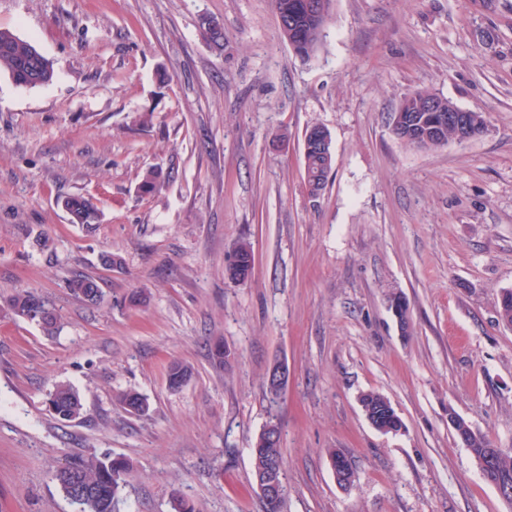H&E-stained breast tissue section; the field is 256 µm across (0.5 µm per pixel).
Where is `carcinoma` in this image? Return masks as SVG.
I'll return each instance as SVG.
<instances>
[{
    "instance_id": "obj_1",
    "label": "carcinoma",
    "mask_w": 512,
    "mask_h": 512,
    "mask_svg": "<svg viewBox=\"0 0 512 512\" xmlns=\"http://www.w3.org/2000/svg\"><path fill=\"white\" fill-rule=\"evenodd\" d=\"M279 29L283 39H292L293 51L302 61H309L316 52L324 27L330 19L333 0H272ZM208 41L217 49L224 48V26L213 18L202 22ZM6 70L15 82L31 83L33 87L49 83L54 76L53 62L39 48L19 38L16 34L0 29V70ZM433 97L429 89H416L404 96L399 110L406 116H423L427 99ZM303 182L307 193L317 197L324 190L328 174L335 158L317 146L303 147ZM63 208L72 224L81 226L86 233L95 232L100 211L92 198L69 195L63 198ZM235 255L239 266L229 269L231 279L246 278L252 272L253 255L248 242L237 244ZM69 290L76 297L90 304L101 300L103 290L98 280L78 275L68 282ZM8 307L15 315L37 323L44 331L53 333L57 329V315L47 301L34 291H20L8 300ZM498 320L512 325V293L500 296L497 310ZM387 398L377 392L361 396L363 406L381 410L385 422H391L393 414L385 408ZM47 402L54 406V415L61 420H74L84 411L79 393L68 384H58L47 394ZM123 408L130 414H140L147 408L145 399L136 392H125L120 396ZM475 461H487L491 486L512 490V449L496 447L486 434L467 443ZM252 477L267 465L274 455L283 458L282 448H267L264 435H259L250 449ZM129 463L121 458L96 455L77 456L54 473L60 490L78 508V512H114V500L126 482Z\"/></svg>"
}]
</instances>
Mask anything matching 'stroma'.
<instances>
[{"label":"stroma","mask_w":512,"mask_h":512,"mask_svg":"<svg viewBox=\"0 0 512 512\" xmlns=\"http://www.w3.org/2000/svg\"><path fill=\"white\" fill-rule=\"evenodd\" d=\"M0 29L55 68L34 89L0 71V512H76L53 474L91 454L130 464L118 512H262L250 450L271 421L282 512H512L448 425L456 411L512 448V328L496 313L512 289V0H334L305 63L272 0H0ZM421 88L488 112L490 133L403 144L391 115ZM313 126L335 153L317 198L302 179ZM153 167L162 183L141 192ZM70 194L97 204L94 234L59 206ZM242 240L254 268L235 282L225 261ZM77 274L102 281L100 302L71 294ZM20 290L53 304L56 334L8 311ZM135 291L145 300L128 305ZM277 361L290 377L274 398ZM176 363L191 376L173 389ZM61 383L80 418L49 412ZM126 391L143 414L124 410ZM369 391L402 432L368 422ZM386 401L392 405L389 399L377 392L364 393L360 399L363 406L381 410L382 418L386 423H390L388 426H381L379 423H375L374 420L370 418V413H368V416H366L367 420L375 429L384 433L401 431L403 429V423L397 414L393 416L392 413H389V409L385 408ZM392 418L393 423H391Z\"/></svg>","instance_id":"35a3bbf8"}]
</instances>
